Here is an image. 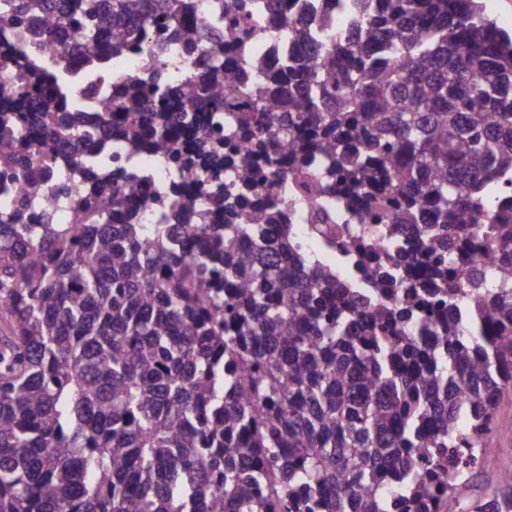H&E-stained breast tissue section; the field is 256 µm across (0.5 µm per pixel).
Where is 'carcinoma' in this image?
Returning <instances> with one entry per match:
<instances>
[{
    "label": "carcinoma",
    "instance_id": "obj_1",
    "mask_svg": "<svg viewBox=\"0 0 512 512\" xmlns=\"http://www.w3.org/2000/svg\"><path fill=\"white\" fill-rule=\"evenodd\" d=\"M107 2L109 25L101 0H11L0 22L72 29L88 72L135 39L211 55L203 80L128 78L107 112L112 134L146 137L195 189L150 237L113 223L138 183L116 185L80 154L54 163L85 126L69 58L44 68L0 45V173L79 175L61 186L76 224L26 223L25 197L0 214V512H391L397 500L436 512L433 492L461 481L437 458L420 472L411 449L494 458L512 387V36L479 0H342L358 18L348 32L283 14L312 54L254 87L238 59L258 30L239 0L212 47L182 24L195 0ZM263 95L259 120L247 99ZM231 109L266 163L286 144L299 175L323 161L337 188L364 194L366 221L420 225L438 285L424 306L454 314L438 346L393 333L420 323L411 304L358 326L370 301L290 262L291 233L224 222V187L177 142L187 112H207L210 154L224 158ZM266 173L245 157L237 185L269 188ZM186 232L201 238L193 253ZM484 240L500 278L475 269L460 283ZM470 512H512L511 469Z\"/></svg>",
    "mask_w": 512,
    "mask_h": 512
}]
</instances>
